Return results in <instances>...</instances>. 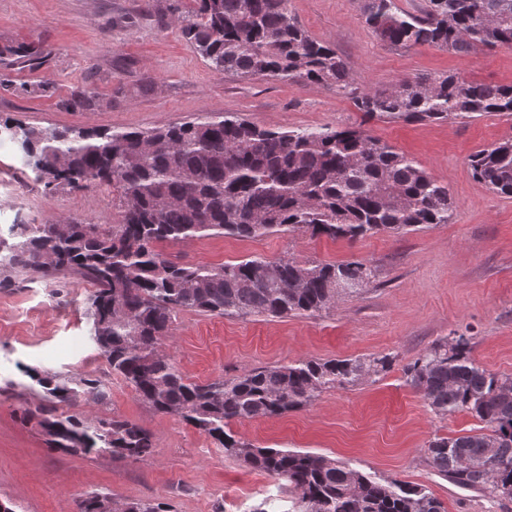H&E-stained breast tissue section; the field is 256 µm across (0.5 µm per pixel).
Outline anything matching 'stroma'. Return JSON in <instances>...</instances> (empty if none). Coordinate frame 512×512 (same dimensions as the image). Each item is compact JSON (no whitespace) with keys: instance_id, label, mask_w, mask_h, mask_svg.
Segmentation results:
<instances>
[{"instance_id":"35a3bbf8","label":"stroma","mask_w":512,"mask_h":512,"mask_svg":"<svg viewBox=\"0 0 512 512\" xmlns=\"http://www.w3.org/2000/svg\"><path fill=\"white\" fill-rule=\"evenodd\" d=\"M195 7L196 0H0V47L34 49L42 57L41 65L25 68L0 57V81L13 83L11 90L0 88V119L120 130L223 114L275 130L359 127L413 158L454 198L449 223L354 242L306 233L215 235L167 245L171 258L195 265L284 254L303 263L361 259L375 277L359 294L313 316L179 311L162 349L196 383L311 358L392 355L384 376L324 391L302 410L232 429L261 448L312 452L381 480L423 486L446 512H512V500L459 487L430 466L431 440L482 424L466 412L436 415L403 373L458 331L472 336L477 366L512 375V197L488 190L467 166L470 154L512 138V115L369 120L330 85L217 74L172 20L174 12ZM288 8L312 37L335 47L355 86L382 89L404 77L449 73L470 83L512 85V48L461 55L428 45L394 46L364 23L358 0H289ZM45 82L51 95L16 91ZM87 87L97 91L98 106L65 107L72 93ZM58 218L121 220L107 189L45 191L13 144L0 138V234L14 224ZM89 293L76 278L52 283L19 271L0 288V502L13 512H74L78 499L99 491L123 502L162 501L172 512H251L264 499H288L286 484L227 456L218 442L176 417L154 413L113 375L90 338ZM28 367L102 379L108 400L101 409L146 427L151 458L49 450L36 423L21 418L24 408L43 401L41 387L24 373ZM101 409L80 400L73 411L91 416Z\"/></svg>"}]
</instances>
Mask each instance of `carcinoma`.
<instances>
[{
  "label": "carcinoma",
  "instance_id": "carcinoma-1",
  "mask_svg": "<svg viewBox=\"0 0 512 512\" xmlns=\"http://www.w3.org/2000/svg\"><path fill=\"white\" fill-rule=\"evenodd\" d=\"M174 21L217 74L269 76L349 90L371 119L447 121L485 113L512 115V85L473 84L456 74L402 78L384 89L353 86L336 49L311 37L288 0H197ZM367 26L395 46L434 45L467 54L512 48V0H426L415 12L398 0H361ZM98 99L82 90L72 108ZM35 181L48 191L110 186L117 224H14L0 238L4 274L77 277L92 287L91 339L112 374L151 410L177 417L217 441L225 453L292 489V512H445L426 489L380 481L310 452L259 448L234 434L236 421L298 411L323 391L390 371L389 354L308 359L245 369L208 384L187 380L160 352L177 312L213 315H314L342 295L360 293L374 277L362 260L301 263L290 256L249 257L219 266L173 262L159 245L215 234L256 237L310 233L357 240L446 224L456 209L448 187L413 159L362 129L329 126L289 131L261 128L234 116L177 122L143 131L36 127L0 122ZM472 176L512 197V139L468 158ZM471 337L453 332L405 369L438 415L467 412L489 433L439 437L428 445L431 467L456 485L512 500V375L475 365ZM51 407L26 408L53 448L107 452L143 461L152 435L106 414L91 418L59 409L78 398L107 402L101 380L30 368ZM84 512H170L165 502L125 503L91 493Z\"/></svg>",
  "mask_w": 512,
  "mask_h": 512
}]
</instances>
